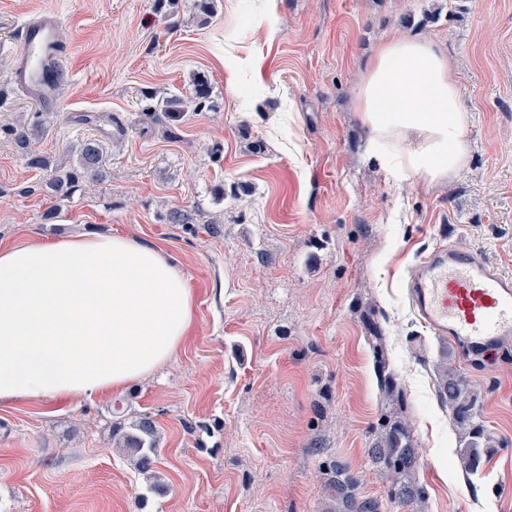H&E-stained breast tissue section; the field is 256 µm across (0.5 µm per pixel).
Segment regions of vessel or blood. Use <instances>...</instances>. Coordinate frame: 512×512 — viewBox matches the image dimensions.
<instances>
[{
  "mask_svg": "<svg viewBox=\"0 0 512 512\" xmlns=\"http://www.w3.org/2000/svg\"><path fill=\"white\" fill-rule=\"evenodd\" d=\"M59 26L52 13L25 23L14 69L15 83L47 106L56 103L69 76L65 61L72 47L61 40ZM408 288L421 323L434 335L490 358L512 342V275L478 252L451 242L436 245L416 265Z\"/></svg>",
  "mask_w": 512,
  "mask_h": 512,
  "instance_id": "b4317fda",
  "label": "vessel or blood"
}]
</instances>
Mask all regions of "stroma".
Wrapping results in <instances>:
<instances>
[{
  "label": "stroma",
  "instance_id": "1",
  "mask_svg": "<svg viewBox=\"0 0 512 512\" xmlns=\"http://www.w3.org/2000/svg\"><path fill=\"white\" fill-rule=\"evenodd\" d=\"M0 0V248L122 233L163 247L194 292L192 336L125 391L0 408V512H324L322 460L384 494L368 450L383 407L375 347L404 394L424 512H512V350L454 349L496 442L467 475L437 396L442 337L406 291L439 229L512 274V0ZM59 16L74 49L53 109L11 79L20 29ZM444 45L471 114L447 184L392 177L364 150L354 88L392 37ZM212 88L166 138L152 99ZM31 149L71 164L105 148L102 181L58 201ZM187 214L171 223V212ZM158 426L156 479L111 438L112 407ZM325 451L316 455L315 441Z\"/></svg>",
  "mask_w": 512,
  "mask_h": 512
}]
</instances>
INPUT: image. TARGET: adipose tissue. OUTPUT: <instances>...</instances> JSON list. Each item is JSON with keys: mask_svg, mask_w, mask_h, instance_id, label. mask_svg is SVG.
I'll use <instances>...</instances> for the list:
<instances>
[{"mask_svg": "<svg viewBox=\"0 0 512 512\" xmlns=\"http://www.w3.org/2000/svg\"><path fill=\"white\" fill-rule=\"evenodd\" d=\"M461 98L441 45L383 41L355 89L367 153L395 176L455 179L469 157L471 115ZM194 307L164 249L125 235L0 249V405L124 389L175 355Z\"/></svg>", "mask_w": 512, "mask_h": 512, "instance_id": "obj_1", "label": "adipose tissue"}]
</instances>
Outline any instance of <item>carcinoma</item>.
<instances>
[{"label": "carcinoma", "instance_id": "cac0c4a2", "mask_svg": "<svg viewBox=\"0 0 512 512\" xmlns=\"http://www.w3.org/2000/svg\"><path fill=\"white\" fill-rule=\"evenodd\" d=\"M185 104V99L172 95L156 102L149 110L159 124L185 111ZM13 135L16 146L26 153L29 167L53 171L52 179L45 187L60 198L77 191L83 183H95L103 177L105 156L97 139L89 138L79 144L75 165L66 167L29 150L30 129L16 127ZM437 374L439 397L448 405L459 431L457 458L466 473L477 475L483 456L493 447L481 417V403L468 377L453 363V352L447 346L439 349ZM381 389L386 400L392 403L403 401V393L393 375H383ZM373 432L375 443L370 448V457L385 479L387 500L414 506L424 502L426 491L416 479L418 452L407 419L398 412L383 411ZM112 433L118 436L119 447L139 472L144 474L152 470L157 454L158 429L151 414L130 416L124 405L118 403L112 409ZM322 474L331 500L330 512H383L381 501L359 495L361 480L357 474L332 461L323 462Z\"/></svg>", "mask_w": 512, "mask_h": 512}]
</instances>
